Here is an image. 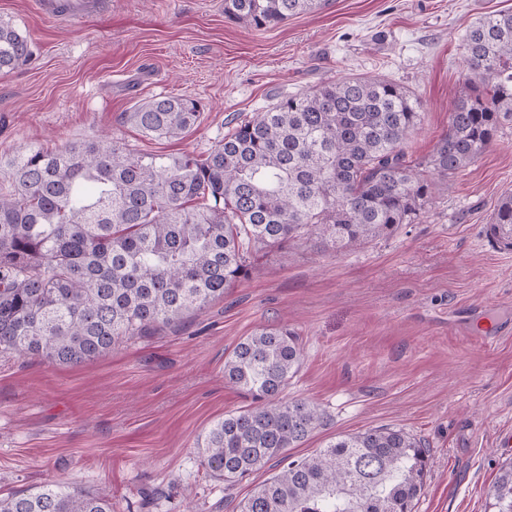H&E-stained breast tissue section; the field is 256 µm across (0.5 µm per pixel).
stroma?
<instances>
[{
    "instance_id": "stroma-1",
    "label": "stroma",
    "mask_w": 512,
    "mask_h": 512,
    "mask_svg": "<svg viewBox=\"0 0 512 512\" xmlns=\"http://www.w3.org/2000/svg\"><path fill=\"white\" fill-rule=\"evenodd\" d=\"M498 11L512 0H325L257 30L225 17L224 0H107L71 26L31 0H0V18L31 43L0 73V157L107 133L138 154L199 158L280 97L382 75L419 98L404 149L423 159L463 91L467 29ZM158 96L199 100L198 127L157 139L124 120ZM510 189L512 121L390 237L340 252L310 237L259 249L224 297L81 364L0 353V497L74 482L112 512H238L272 468L226 488L196 442L251 403L225 382V356L285 324L302 364L282 398L325 413L296 455L339 433L400 428L430 453L412 512H491L489 488L512 462V250L487 224Z\"/></svg>"
}]
</instances>
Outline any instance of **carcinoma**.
Segmentation results:
<instances>
[{"instance_id":"carcinoma-1","label":"carcinoma","mask_w":512,"mask_h":512,"mask_svg":"<svg viewBox=\"0 0 512 512\" xmlns=\"http://www.w3.org/2000/svg\"><path fill=\"white\" fill-rule=\"evenodd\" d=\"M322 0H224L255 29ZM465 91L425 160L402 144L421 125L414 92L383 77L326 82L238 124L206 157L136 155L108 137L33 149L8 162L0 190V351L80 364L202 309L248 273L263 247L313 237L336 251L389 237L432 203L431 176L450 178L512 121V13L478 19L464 42ZM30 55L27 35L0 21V71ZM199 101L157 97L128 114L142 133L175 138L198 123ZM488 231L512 249V192ZM302 351L286 326L242 338L224 380L255 406L224 415L197 439L207 472L233 487L274 461L281 470L239 512H411L428 449L394 428L340 434L294 457L323 422L314 403L284 401ZM512 512V463L489 489ZM0 512H112L71 484L0 498Z\"/></svg>"}]
</instances>
